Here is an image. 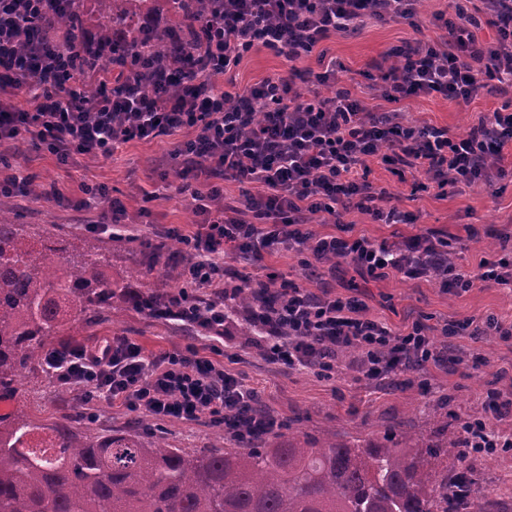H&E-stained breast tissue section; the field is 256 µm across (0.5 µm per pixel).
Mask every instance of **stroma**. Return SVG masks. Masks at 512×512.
<instances>
[{"instance_id": "obj_1", "label": "stroma", "mask_w": 512, "mask_h": 512, "mask_svg": "<svg viewBox=\"0 0 512 512\" xmlns=\"http://www.w3.org/2000/svg\"><path fill=\"white\" fill-rule=\"evenodd\" d=\"M448 4L449 0H421L412 21L367 20L359 32L333 33L320 43L318 53L296 61L265 48L254 49L228 77L239 90L266 78L291 77L295 90L304 95L331 97L343 89L369 110L387 111L390 103L378 95L379 67L388 66L393 51L406 44L439 39L441 32L430 19ZM325 59L342 65L339 82L317 81ZM504 103V97L483 94L462 106L433 93L408 98L398 108L406 121L462 133ZM192 135V130L185 129L160 139L134 140L116 148L110 157L88 161L76 155L65 164L25 136L0 146V180L30 176L39 186L37 193L15 198L14 221L35 230L54 227L73 232L85 236L88 245L110 247L112 265L106 268V277L141 292L175 293L178 285L168 272L170 257L178 249L164 232L192 228L191 196L177 191L180 160L176 155L179 144ZM370 169V180L387 191L390 206L407 215V222L384 224L353 209L338 224L313 217L310 230L319 235L364 236L376 242L432 232L450 241L452 258L463 272H477L481 260L512 255V174L491 187L475 184L423 190L419 187L423 175L402 180L377 161L371 162ZM87 184L106 185L111 198L123 201L128 215L123 225L125 239L112 238L103 227L111 219L108 200H92L81 212L72 209V202L83 199L82 188ZM55 188L65 195V203L52 197ZM161 237L166 240V253L159 257L151 245ZM224 266L231 276L265 268L318 295L357 297L370 317L396 331L423 324L436 346L448 351L442 364L428 363L403 373L395 386L369 382L353 369L328 378L268 363L261 355L264 339L242 335L247 314L238 310L224 324V367L257 393L265 412L280 420V428L265 436L266 447H276L291 434L319 439L332 436L354 443L382 438L393 428L433 438L443 426L474 419L486 421L496 431L512 433V337L445 333L449 324L470 321L479 325L489 317L512 324V289L486 282L451 295L428 279H408L392 271L363 275L344 263H323L313 272L301 255L285 248L247 263L229 251ZM187 334L180 322L150 317L124 298L113 300L111 309L98 313L92 328L73 331L68 342L76 345L126 336L155 354L183 347ZM440 400L448 403L442 416L433 411ZM7 405L10 412L25 413L42 424H65L92 435L135 434L145 440H163L172 448H202L216 434H223L221 425L204 416L191 423L154 421L138 418L118 404H88L42 375L23 378ZM223 436L225 447H239L234 436ZM448 466L467 468L479 493H491L500 500L503 512H512V451L465 457L460 449L452 448Z\"/></svg>"}]
</instances>
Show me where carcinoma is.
Segmentation results:
<instances>
[{
	"mask_svg": "<svg viewBox=\"0 0 512 512\" xmlns=\"http://www.w3.org/2000/svg\"><path fill=\"white\" fill-rule=\"evenodd\" d=\"M83 0H62L56 25L74 44ZM102 31L122 33L94 70L117 71L116 84L134 71L133 58L177 53L181 70L200 53L188 40L207 15L206 0H165L173 17L153 33L132 19L158 0H96ZM78 236L30 231L15 224L0 197V394L43 369L55 336L112 306L115 290L103 275L110 251L75 245ZM463 429L434 439L405 433L361 444L288 438L277 448L254 442L226 448H169L133 434H79L61 424L0 416V512H500V502L472 489L466 474L448 473V449Z\"/></svg>",
	"mask_w": 512,
	"mask_h": 512,
	"instance_id": "carcinoma-1",
	"label": "carcinoma"
}]
</instances>
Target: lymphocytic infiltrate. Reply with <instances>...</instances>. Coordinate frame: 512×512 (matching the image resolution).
<instances>
[{
	"instance_id": "1",
	"label": "lymphocytic infiltrate",
	"mask_w": 512,
	"mask_h": 512,
	"mask_svg": "<svg viewBox=\"0 0 512 512\" xmlns=\"http://www.w3.org/2000/svg\"><path fill=\"white\" fill-rule=\"evenodd\" d=\"M480 2L475 17L459 7L434 14L441 38L399 52L398 67L383 74L380 86L393 108L376 114L344 91L313 103L273 78L240 92L223 89L216 78L257 47L294 61L330 33L358 31L365 20L413 17L417 0H213L215 9L205 19L210 55L178 91H171L168 72L160 68L152 79L162 95L142 94L134 84L119 93L107 80L91 104L77 88L66 47L50 37L29 39L22 24L30 13L54 16L58 0H0V142L26 134L65 163L75 155L95 160L119 144L194 129L179 149L181 189L190 192L196 217L194 231L184 238L188 258L179 275L192 287L151 305L136 291L130 299L152 317L204 329L215 342L224 338L226 300L254 285L247 276L226 285L228 249L258 256L283 245L320 263H349L367 275L396 271L433 279L453 294L480 282L512 286V260H484L478 273H465L449 263L447 250L430 233L377 243L306 228L310 216L335 217L337 203L345 200L384 223L402 222L396 210L382 208L386 193L368 179V163L375 159L399 175L422 174L440 188L489 186L505 176L511 112L493 111L452 136L444 128L405 123L394 109L420 94L435 92L466 105L486 89L512 90V0ZM485 21L498 37L482 44L474 31ZM202 174L211 180L204 194L191 188ZM229 176L260 190L243 207L226 205L221 181ZM266 280L275 285L276 299L254 310L251 321L266 333L265 354L273 364L329 377L340 372L341 357L351 349L355 369L381 382L409 364L439 359L422 325L396 332L367 317L355 297L317 295L272 272ZM46 366L58 387L85 402L102 399L142 418L191 422L205 415L243 442L278 425L263 411L250 416L255 393L192 342L149 355L128 337H105L51 350Z\"/></svg>"
}]
</instances>
